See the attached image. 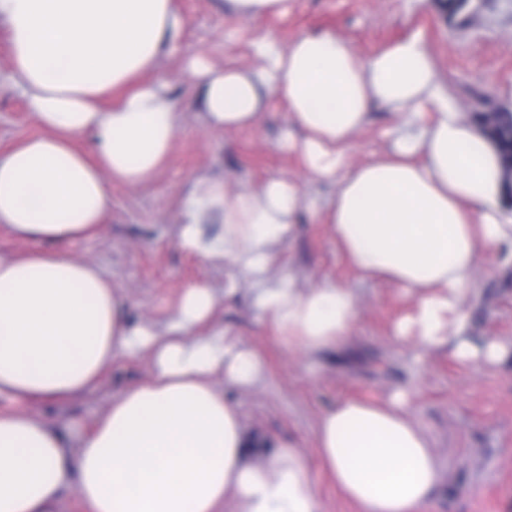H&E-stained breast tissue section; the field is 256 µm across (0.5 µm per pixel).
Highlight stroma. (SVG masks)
I'll list each match as a JSON object with an SVG mask.
<instances>
[{
    "label": "stroma",
    "instance_id": "35a3bbf8",
    "mask_svg": "<svg viewBox=\"0 0 512 512\" xmlns=\"http://www.w3.org/2000/svg\"><path fill=\"white\" fill-rule=\"evenodd\" d=\"M225 0H177L187 20L181 42L156 79L182 96L179 132L155 179L139 186L112 184V210L97 233L70 242L67 253L96 264L126 294L132 315L164 322L183 291L197 282L228 286L226 271L181 251L175 229L191 180L221 174L231 186H260L271 177L307 183L300 157L282 145L289 127L283 102L272 100L260 128L207 130L197 105L186 97L183 63L194 55L212 65L248 68L254 43L274 37L281 46L322 31L347 40L364 57L413 32H422L438 72L466 114L512 110V0H469L450 14L446 0H288L285 13L246 21ZM9 34L0 26V153L41 135L43 129L12 81ZM392 119L383 112L356 137L350 161L360 164L390 145ZM292 271L299 287L342 284L358 293L351 340L319 353L291 351L272 335L253 307L247 284L216 312L211 325L225 328L254 349L265 365L256 388L233 394L247 430L272 444L301 449L323 512H358L322 465L315 439L321 413L342 399L387 401L399 390L410 396L408 413L431 438L444 462L441 480L425 512H512V356L474 366L449 347L423 351L396 339L393 324L411 302L384 280H365L349 264L328 225H301L284 246L273 274ZM478 290L466 304L469 334L512 341V268L484 255L476 269ZM151 375L146 356L118 358L99 385L67 404L0 400V411L26 412L72 437L90 432L112 399Z\"/></svg>",
    "mask_w": 512,
    "mask_h": 512
}]
</instances>
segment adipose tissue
Here are the masks:
<instances>
[{"instance_id":"adipose-tissue-1","label":"adipose tissue","mask_w":512,"mask_h":512,"mask_svg":"<svg viewBox=\"0 0 512 512\" xmlns=\"http://www.w3.org/2000/svg\"><path fill=\"white\" fill-rule=\"evenodd\" d=\"M13 78L45 135L0 155V224L50 252L0 257V399L64 404L94 387L120 356L149 353V382L112 401L76 449L41 419L0 412V512H54L75 492L90 512H322L307 460L292 448L269 458L252 442L225 389L264 378L259 356L223 329L205 330L223 299L186 288L164 326L125 316L127 298L96 266L61 245L91 234L112 207L111 182H150L169 157L179 105L147 80L185 28L176 0H0ZM256 66L185 72L208 129L259 126L271 96L287 104L284 145L300 154L310 193L282 177L260 188L196 177L184 201L179 248L252 285V302L288 349L346 344L357 315L353 289L271 277L302 212L324 220L350 263L411 300L393 327L422 350L442 345L494 365L512 343L472 342L466 303L482 252L512 249V209L495 143L465 120L422 33L361 57L333 33L288 46L262 38ZM121 98L111 107L103 99ZM395 118L387 151L354 165L349 151L374 110ZM87 135L91 151L73 148ZM407 392L389 402L341 400L316 428L317 451L359 512H415L443 462L409 417Z\"/></svg>"}]
</instances>
